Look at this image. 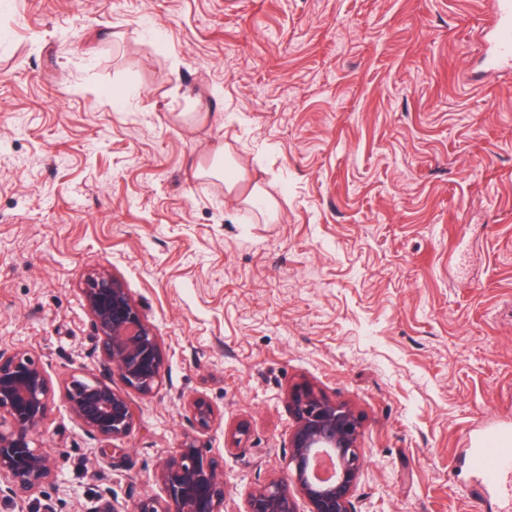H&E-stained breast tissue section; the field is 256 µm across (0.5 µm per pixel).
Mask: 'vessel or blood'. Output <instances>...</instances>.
<instances>
[{
    "mask_svg": "<svg viewBox=\"0 0 512 512\" xmlns=\"http://www.w3.org/2000/svg\"><path fill=\"white\" fill-rule=\"evenodd\" d=\"M481 37L487 67L493 71L511 70L512 0H494V11ZM466 459L478 478L480 489H493L503 501L512 500V431L482 430L470 439Z\"/></svg>",
    "mask_w": 512,
    "mask_h": 512,
    "instance_id": "obj_1",
    "label": "vessel or blood"
}]
</instances>
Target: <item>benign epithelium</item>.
Instances as JSON below:
<instances>
[{"instance_id": "1", "label": "benign epithelium", "mask_w": 512, "mask_h": 512, "mask_svg": "<svg viewBox=\"0 0 512 512\" xmlns=\"http://www.w3.org/2000/svg\"><path fill=\"white\" fill-rule=\"evenodd\" d=\"M83 295L112 371L128 388L144 396L156 393L164 373L162 340L122 281L110 270L98 269L88 276ZM52 395V382L38 356L0 349V501L37 490L58 468L57 458L37 439ZM65 398L70 413L94 439L110 443L132 429L133 403L103 377L71 374ZM288 407L294 418L288 478L253 490L245 512H299L298 494L310 512H355L353 497L362 466L359 416L310 385L294 387ZM190 408L201 428L215 418L203 400L192 401ZM321 449L338 459L339 472L331 482L310 477ZM157 481L165 498L141 499L126 512H224V459L204 455L192 433L184 434L177 451L160 464Z\"/></svg>"}]
</instances>
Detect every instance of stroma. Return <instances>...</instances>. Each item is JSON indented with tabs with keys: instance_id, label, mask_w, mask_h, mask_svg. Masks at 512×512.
<instances>
[{
	"instance_id": "stroma-1",
	"label": "stroma",
	"mask_w": 512,
	"mask_h": 512,
	"mask_svg": "<svg viewBox=\"0 0 512 512\" xmlns=\"http://www.w3.org/2000/svg\"><path fill=\"white\" fill-rule=\"evenodd\" d=\"M492 0H0V348L40 355L56 474L0 512L163 498L195 431L225 508L288 474L291 387L362 421L357 512H498L464 463L512 424V72L481 81ZM229 145L278 200L224 203ZM107 268L162 338L102 452L81 371L125 386L82 296ZM212 158L213 161L209 166L198 165L195 173L196 177L224 181V195L226 198H229L232 203L234 202L232 199L242 198L244 193L241 192V184L248 179V171L244 167V163L238 160L230 161V165H232L237 175L235 178L229 179L225 176L227 166L225 165L224 167V160H226L224 156V145L219 146L212 152Z\"/></svg>"
}]
</instances>
